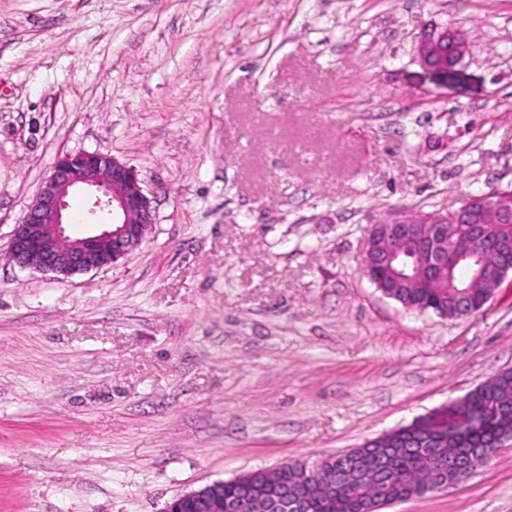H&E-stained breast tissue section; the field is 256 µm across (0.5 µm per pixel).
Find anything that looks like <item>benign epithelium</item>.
Instances as JSON below:
<instances>
[{
  "label": "benign epithelium",
  "mask_w": 512,
  "mask_h": 512,
  "mask_svg": "<svg viewBox=\"0 0 512 512\" xmlns=\"http://www.w3.org/2000/svg\"><path fill=\"white\" fill-rule=\"evenodd\" d=\"M467 49L468 40L459 27L435 24L421 33L415 58L423 67L446 74ZM77 189L95 195L89 214L97 230L82 238H72L66 232L68 197ZM493 195L491 191L474 196L449 216H431L425 226L402 218L387 221L383 238L378 236L379 225L371 226L368 237L374 238L375 244L364 252L366 277L379 291L408 282L434 283L461 261L471 260L488 278L486 299H491L495 287L512 274V266L487 271L475 248L448 246V225L470 223L473 206ZM153 223V200L134 168L110 154L65 153L57 157L23 217L14 224L7 254L23 268L70 277L125 258L142 243L145 227ZM450 420L454 427L466 428L472 416L457 401L446 416L427 427L441 428ZM166 512H224V497L207 484L176 498Z\"/></svg>",
  "instance_id": "1"
}]
</instances>
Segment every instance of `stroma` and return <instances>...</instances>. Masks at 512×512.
<instances>
[{"mask_svg": "<svg viewBox=\"0 0 512 512\" xmlns=\"http://www.w3.org/2000/svg\"><path fill=\"white\" fill-rule=\"evenodd\" d=\"M469 48L422 68L424 28ZM156 211L116 265L6 256L67 152ZM512 186V0H0V512H164L445 412L512 368V276L404 309L368 228ZM386 512H512V442ZM467 49L468 40L462 37L459 27L435 24L421 33L415 58L427 69L448 74L464 57Z\"/></svg>", "mask_w": 512, "mask_h": 512, "instance_id": "1", "label": "stroma"}]
</instances>
